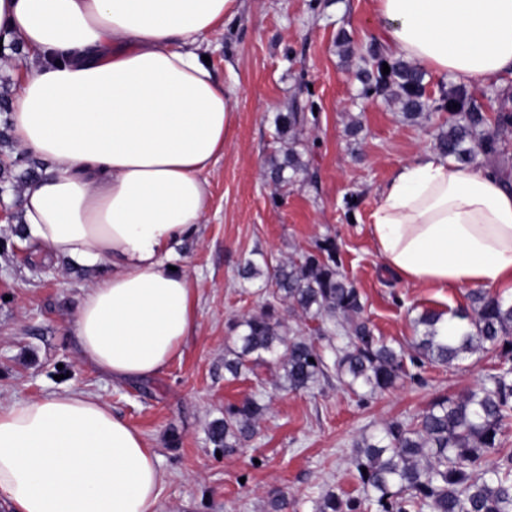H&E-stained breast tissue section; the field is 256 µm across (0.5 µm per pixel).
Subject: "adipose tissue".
<instances>
[{
    "label": "adipose tissue",
    "mask_w": 512,
    "mask_h": 512,
    "mask_svg": "<svg viewBox=\"0 0 512 512\" xmlns=\"http://www.w3.org/2000/svg\"><path fill=\"white\" fill-rule=\"evenodd\" d=\"M391 50L467 84L512 78V0H374ZM238 0H0V42L26 53L9 114L44 170L19 197L23 233L107 265L73 318L81 358L116 382L155 376L197 327L173 246L207 210L236 92L199 52ZM410 286L512 297V190L428 152L383 186L369 226ZM164 475L143 435L67 389L0 406V498L12 512H157Z\"/></svg>",
    "instance_id": "obj_1"
}]
</instances>
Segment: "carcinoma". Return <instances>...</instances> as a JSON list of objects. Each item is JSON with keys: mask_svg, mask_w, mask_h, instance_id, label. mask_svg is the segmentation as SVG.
Returning <instances> with one entry per match:
<instances>
[{"mask_svg": "<svg viewBox=\"0 0 512 512\" xmlns=\"http://www.w3.org/2000/svg\"><path fill=\"white\" fill-rule=\"evenodd\" d=\"M383 63L367 72L362 94L394 85L403 94L404 116L423 110L420 72L397 61L382 74ZM453 120L437 139V149L460 163L479 154L497 152V138L481 130L484 118L462 87L448 93ZM304 117L296 112L277 118L281 139L297 132ZM292 175H285L286 170ZM302 172L290 151L270 167L276 185L288 184ZM245 281L265 277L270 299L258 314L234 323L238 346L224 355V370L234 379L270 362L281 370L283 385L293 391L311 388L327 376L325 357L310 338L299 336L280 308L324 324L319 335L334 328L343 345L336 347V374L353 391L375 394L417 374L410 368L450 365L487 347H499L512 359V300L476 292L471 311L460 313L467 326L444 336L441 315L425 310L414 320L413 352L405 355L374 334L364 315L360 294L339 271L335 243L326 239L311 252L266 269L248 259L239 271ZM267 406L255 397L224 406V426L213 432L224 449L239 447L255 433ZM512 420V369L503 367L475 388L456 397L439 396L413 421L392 420L375 435L355 445L351 465L363 497L343 499L326 494L320 512H512V451L503 448L504 429ZM367 472H362V469Z\"/></svg>", "mask_w": 512, "mask_h": 512, "instance_id": "cac0c4a2", "label": "carcinoma"}]
</instances>
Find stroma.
<instances>
[{
    "mask_svg": "<svg viewBox=\"0 0 512 512\" xmlns=\"http://www.w3.org/2000/svg\"><path fill=\"white\" fill-rule=\"evenodd\" d=\"M374 0H240L237 15L217 28L201 50L215 78L238 88L235 123L205 177L208 220L175 247V261L196 294L198 327L180 354L154 378L115 383L79 354L72 316L98 268L35 254L16 236L14 196L0 219V403L39 399L66 388L91 394L140 431L153 449L164 482L159 512H319L330 492L360 496L350 474L354 443L393 419L409 422L440 395L456 397L496 372L492 348L448 366L428 364L416 380L361 400L336 376L310 389L282 387L277 367L230 379L226 349L232 322L259 313L264 281L241 280L246 260L276 263L330 238L340 270L358 288L376 335L410 347L418 311L469 307L467 288L405 286L377 257L369 231L379 191L401 165L432 151L448 112L438 104L455 80L424 71L425 109L405 119L384 88L362 96L360 69L371 52L393 61L373 12ZM12 49L0 50V176L17 183L42 162L19 150L8 124L19 89ZM496 131L498 152L478 156L476 168L512 186V128L497 130L500 110L512 112V80L469 86ZM304 122L295 143L278 138V114ZM294 149L304 167L276 187L266 172ZM262 394L267 409L243 447L221 453L212 430L224 407Z\"/></svg>",
    "mask_w": 512,
    "mask_h": 512,
    "instance_id": "35a3bbf8",
    "label": "stroma"
}]
</instances>
